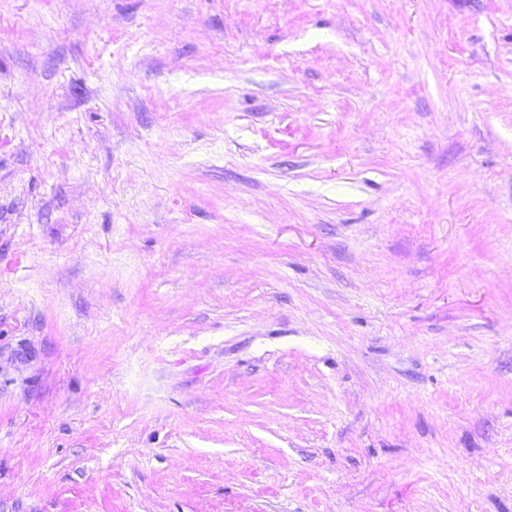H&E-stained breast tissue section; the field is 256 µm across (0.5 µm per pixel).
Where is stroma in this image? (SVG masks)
<instances>
[{"mask_svg":"<svg viewBox=\"0 0 512 512\" xmlns=\"http://www.w3.org/2000/svg\"><path fill=\"white\" fill-rule=\"evenodd\" d=\"M0 512H512V0H0Z\"/></svg>","mask_w":512,"mask_h":512,"instance_id":"1","label":"stroma"}]
</instances>
